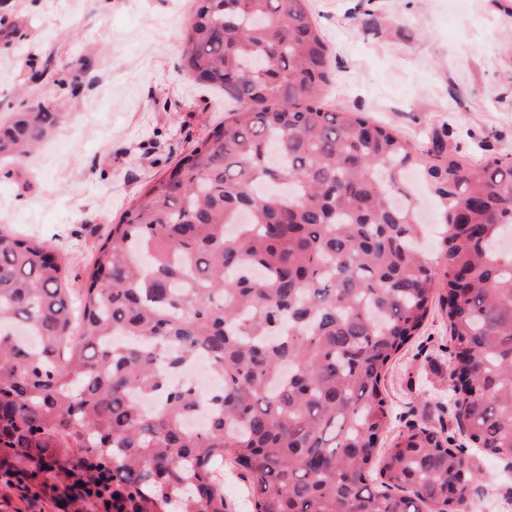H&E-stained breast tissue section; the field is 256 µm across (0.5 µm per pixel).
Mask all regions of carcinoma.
Listing matches in <instances>:
<instances>
[{
  "label": "carcinoma",
  "mask_w": 512,
  "mask_h": 512,
  "mask_svg": "<svg viewBox=\"0 0 512 512\" xmlns=\"http://www.w3.org/2000/svg\"><path fill=\"white\" fill-rule=\"evenodd\" d=\"M307 2L193 0L183 67L240 107L112 225L78 298L52 245L0 229L4 473L63 476L102 512H229L226 463L253 512H461L487 475L452 437L412 426L380 447L389 365L441 288L457 419L512 471V154L421 167L390 128L326 109ZM59 118L19 113L0 155ZM417 167L442 201L440 276L406 203ZM199 355L222 393L158 371Z\"/></svg>",
  "instance_id": "obj_1"
}]
</instances>
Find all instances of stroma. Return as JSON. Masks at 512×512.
Returning a JSON list of instances; mask_svg holds the SVG:
<instances>
[{
  "label": "stroma",
  "instance_id": "stroma-1",
  "mask_svg": "<svg viewBox=\"0 0 512 512\" xmlns=\"http://www.w3.org/2000/svg\"><path fill=\"white\" fill-rule=\"evenodd\" d=\"M192 0H0V123L44 99L61 113L40 148L0 162V227L56 247L73 291L142 187L168 172L236 103L181 67ZM331 51L326 105L390 127L445 160L512 152V0H309ZM448 318L434 309L385 380L394 430L445 431L491 480L465 512H505L512 475L469 448L448 383ZM0 512H95L61 479L0 474Z\"/></svg>",
  "mask_w": 512,
  "mask_h": 512
}]
</instances>
